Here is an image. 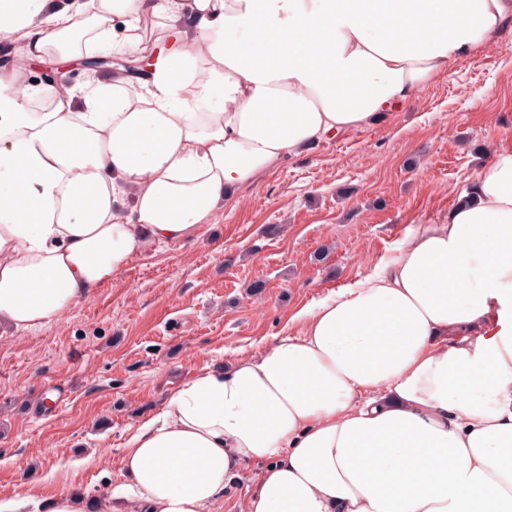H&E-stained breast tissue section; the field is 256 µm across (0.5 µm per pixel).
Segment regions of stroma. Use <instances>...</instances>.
Listing matches in <instances>:
<instances>
[{
  "label": "stroma",
  "mask_w": 512,
  "mask_h": 512,
  "mask_svg": "<svg viewBox=\"0 0 512 512\" xmlns=\"http://www.w3.org/2000/svg\"><path fill=\"white\" fill-rule=\"evenodd\" d=\"M492 147L512 152V21L402 110L242 190L200 239L148 243L56 322L1 327L0 495L109 500L173 390L299 335V311L444 217ZM264 468L245 463L211 512H244Z\"/></svg>",
  "instance_id": "stroma-1"
}]
</instances>
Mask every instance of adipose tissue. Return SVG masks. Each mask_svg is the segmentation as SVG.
<instances>
[{
  "label": "adipose tissue",
  "mask_w": 512,
  "mask_h": 512,
  "mask_svg": "<svg viewBox=\"0 0 512 512\" xmlns=\"http://www.w3.org/2000/svg\"><path fill=\"white\" fill-rule=\"evenodd\" d=\"M150 22L151 37L141 32ZM512 21V0H0L20 58L140 61L76 89L0 73V321L45 326L151 241L199 238L262 175L376 123ZM286 336L173 391L113 500L208 512H512V153ZM0 496V512H85ZM265 467L266 464L262 462L245 463L210 506L211 512H245L247 497L257 486Z\"/></svg>",
  "instance_id": "adipose-tissue-1"
}]
</instances>
